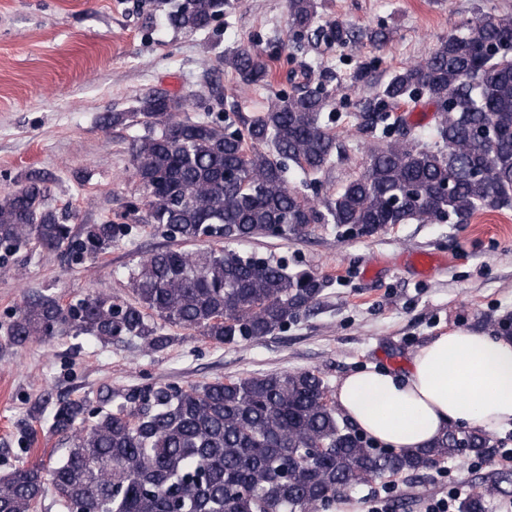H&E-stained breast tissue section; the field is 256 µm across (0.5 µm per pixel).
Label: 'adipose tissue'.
Masks as SVG:
<instances>
[{
    "instance_id": "ef3b65f1",
    "label": "adipose tissue",
    "mask_w": 512,
    "mask_h": 512,
    "mask_svg": "<svg viewBox=\"0 0 512 512\" xmlns=\"http://www.w3.org/2000/svg\"><path fill=\"white\" fill-rule=\"evenodd\" d=\"M337 412L375 445L417 450L447 428H512V336L456 328L433 337L406 374L369 367L336 384Z\"/></svg>"
}]
</instances>
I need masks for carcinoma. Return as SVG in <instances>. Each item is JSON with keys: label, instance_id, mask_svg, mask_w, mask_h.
I'll use <instances>...</instances> for the list:
<instances>
[{"label": "carcinoma", "instance_id": "1", "mask_svg": "<svg viewBox=\"0 0 512 512\" xmlns=\"http://www.w3.org/2000/svg\"><path fill=\"white\" fill-rule=\"evenodd\" d=\"M167 25L195 33L234 0H169ZM290 30L311 31L318 0H288ZM346 45L362 31L336 21ZM512 16L477 17L461 35L439 40L424 58L392 73L373 98L358 101L357 132L376 141L365 170L317 205L290 188L281 160L307 174L328 170L339 155L325 124L335 76L280 98L233 131L221 120H193L186 101L162 93L138 100L134 112L106 118L144 134L131 162L145 196L142 222L166 239L203 247L143 256L128 270L134 302L97 292L61 303L38 293L0 325L5 341L23 346L45 336H128L160 349L170 343L160 320L215 342L271 336L310 310L322 283L284 261L255 258L232 244L257 235L286 238L311 224H334L371 236L388 224H463L477 211L512 204ZM246 85L266 82L261 55L246 47L224 54ZM422 96L438 116L429 147L411 135L395 107ZM130 233L129 225L83 226L47 203V188L30 179L0 195V259L32 247L94 261ZM84 401L55 404L52 429L75 431L54 466L0 476V512H34L48 491L65 512H320L374 474L420 472L463 452L489 454L477 430L449 429L415 452L374 448L336 415L324 380L312 371L256 374L228 382L176 387L114 388L99 396L92 423ZM496 483L464 500L460 512H483Z\"/></svg>", "mask_w": 512, "mask_h": 512}]
</instances>
